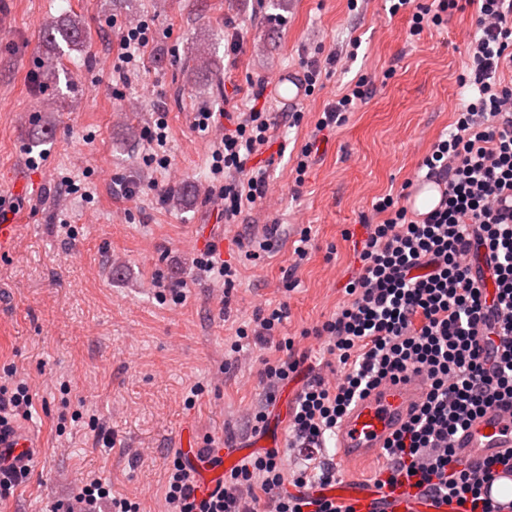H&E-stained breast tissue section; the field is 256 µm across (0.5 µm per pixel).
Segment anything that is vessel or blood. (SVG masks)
Returning a JSON list of instances; mask_svg holds the SVG:
<instances>
[{
  "label": "vessel or blood",
  "instance_id": "obj_1",
  "mask_svg": "<svg viewBox=\"0 0 512 512\" xmlns=\"http://www.w3.org/2000/svg\"><path fill=\"white\" fill-rule=\"evenodd\" d=\"M426 390L417 374L398 381H385L358 399L343 417L336 434L338 455L345 465L367 460L380 453L391 434L414 412ZM37 442L26 426L0 427V461L27 464ZM453 466L512 451V411L490 408L459 431ZM323 495L342 501L353 512H457L456 503L420 494L411 484L396 487L365 486L349 480L325 487ZM492 503L512 501V469L500 467L483 487Z\"/></svg>",
  "mask_w": 512,
  "mask_h": 512
}]
</instances>
